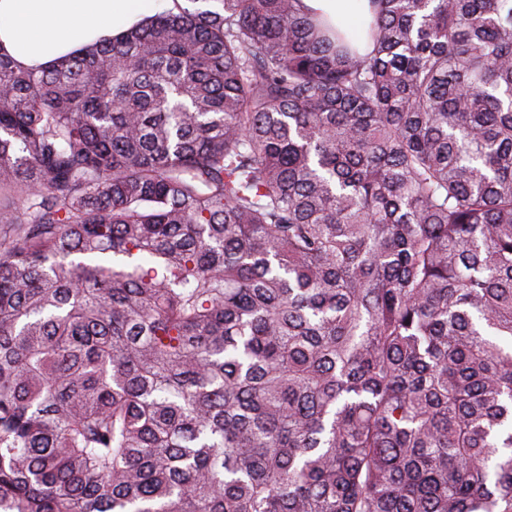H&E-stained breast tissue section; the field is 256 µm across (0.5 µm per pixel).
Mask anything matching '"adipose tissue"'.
<instances>
[{
    "instance_id": "obj_1",
    "label": "adipose tissue",
    "mask_w": 512,
    "mask_h": 512,
    "mask_svg": "<svg viewBox=\"0 0 512 512\" xmlns=\"http://www.w3.org/2000/svg\"><path fill=\"white\" fill-rule=\"evenodd\" d=\"M331 23L347 22L359 50L373 20L371 0H302ZM174 0H0V54L16 65L43 68L102 39L120 37Z\"/></svg>"
}]
</instances>
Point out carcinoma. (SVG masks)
<instances>
[{
	"label": "carcinoma",
	"mask_w": 512,
	"mask_h": 512,
	"mask_svg": "<svg viewBox=\"0 0 512 512\" xmlns=\"http://www.w3.org/2000/svg\"><path fill=\"white\" fill-rule=\"evenodd\" d=\"M0 56V512H512V0H214ZM303 5L309 11L328 19L334 25L342 21L352 23L348 28L359 34L360 38L355 42L361 53L368 49L366 32L373 21V8L371 0H302Z\"/></svg>",
	"instance_id": "obj_1"
}]
</instances>
